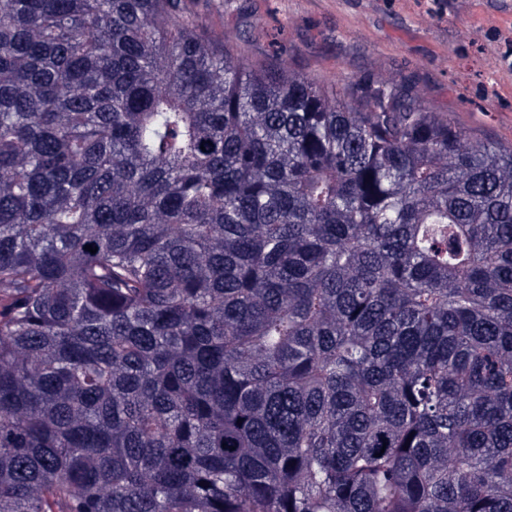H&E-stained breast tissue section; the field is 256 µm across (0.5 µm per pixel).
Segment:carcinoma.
Returning <instances> with one entry per match:
<instances>
[{
  "instance_id": "cac0c4a2",
  "label": "carcinoma",
  "mask_w": 512,
  "mask_h": 512,
  "mask_svg": "<svg viewBox=\"0 0 512 512\" xmlns=\"http://www.w3.org/2000/svg\"><path fill=\"white\" fill-rule=\"evenodd\" d=\"M0 512H512V148L0 0Z\"/></svg>"
}]
</instances>
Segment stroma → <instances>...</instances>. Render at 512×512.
I'll return each mask as SVG.
<instances>
[{"label": "stroma", "mask_w": 512, "mask_h": 512, "mask_svg": "<svg viewBox=\"0 0 512 512\" xmlns=\"http://www.w3.org/2000/svg\"><path fill=\"white\" fill-rule=\"evenodd\" d=\"M241 62L322 83L409 82L467 134L512 147V0H196Z\"/></svg>", "instance_id": "obj_1"}]
</instances>
